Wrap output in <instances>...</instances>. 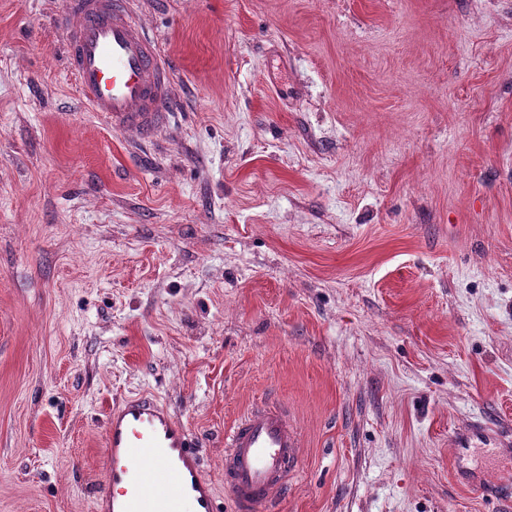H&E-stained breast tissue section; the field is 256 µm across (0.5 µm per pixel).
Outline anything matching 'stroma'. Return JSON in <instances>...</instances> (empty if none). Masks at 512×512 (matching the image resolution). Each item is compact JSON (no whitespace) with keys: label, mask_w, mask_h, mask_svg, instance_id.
<instances>
[{"label":"stroma","mask_w":512,"mask_h":512,"mask_svg":"<svg viewBox=\"0 0 512 512\" xmlns=\"http://www.w3.org/2000/svg\"><path fill=\"white\" fill-rule=\"evenodd\" d=\"M65 8L0 0V512H93L145 393L219 512L264 399L276 512H512V0H132L148 141L80 102ZM300 448L286 412L268 404L252 406L224 432V485L239 512L273 510Z\"/></svg>","instance_id":"1"}]
</instances>
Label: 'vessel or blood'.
<instances>
[{"mask_svg":"<svg viewBox=\"0 0 512 512\" xmlns=\"http://www.w3.org/2000/svg\"><path fill=\"white\" fill-rule=\"evenodd\" d=\"M65 68L80 100L117 130L154 134L168 116L171 67L136 21L130 0H69ZM301 443L286 412L260 404L224 433V484L239 512H271ZM105 488L94 512H218L183 423L155 396L111 407L104 433Z\"/></svg>","mask_w":512,"mask_h":512,"instance_id":"b4317fda","label":"vessel or blood"}]
</instances>
